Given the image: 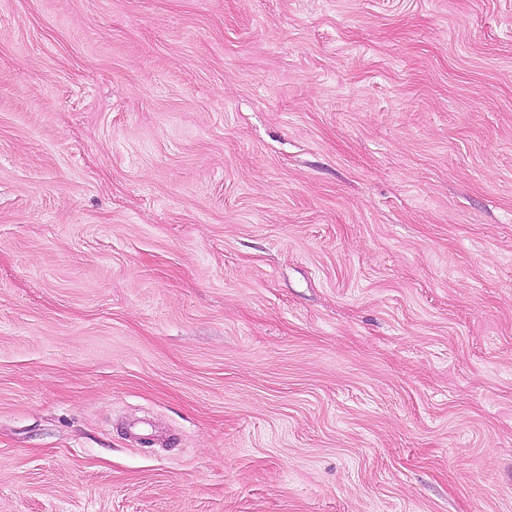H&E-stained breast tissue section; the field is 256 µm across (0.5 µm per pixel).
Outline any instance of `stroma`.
<instances>
[{"label":"stroma","mask_w":512,"mask_h":512,"mask_svg":"<svg viewBox=\"0 0 512 512\" xmlns=\"http://www.w3.org/2000/svg\"><path fill=\"white\" fill-rule=\"evenodd\" d=\"M0 512H512V0H0Z\"/></svg>","instance_id":"1"}]
</instances>
